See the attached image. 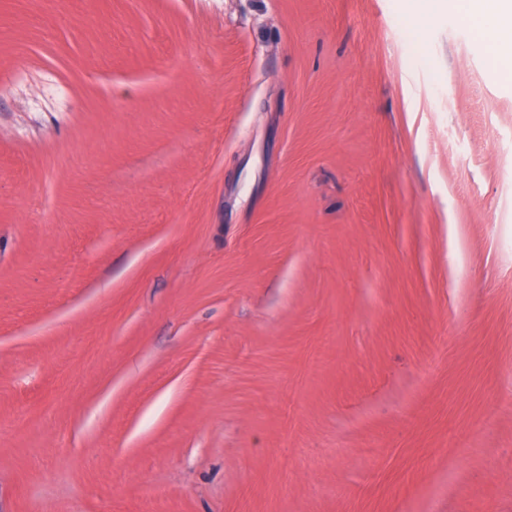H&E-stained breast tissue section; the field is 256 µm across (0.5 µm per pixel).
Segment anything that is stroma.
<instances>
[{
	"mask_svg": "<svg viewBox=\"0 0 512 512\" xmlns=\"http://www.w3.org/2000/svg\"><path fill=\"white\" fill-rule=\"evenodd\" d=\"M0 512H512V78L405 0H0Z\"/></svg>",
	"mask_w": 512,
	"mask_h": 512,
	"instance_id": "1",
	"label": "stroma"
}]
</instances>
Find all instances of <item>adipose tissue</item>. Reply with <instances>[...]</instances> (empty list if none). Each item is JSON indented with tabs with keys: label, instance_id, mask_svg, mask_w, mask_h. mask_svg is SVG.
<instances>
[{
	"label": "adipose tissue",
	"instance_id": "adipose-tissue-1",
	"mask_svg": "<svg viewBox=\"0 0 512 512\" xmlns=\"http://www.w3.org/2000/svg\"><path fill=\"white\" fill-rule=\"evenodd\" d=\"M416 22L429 16L452 12L467 17L476 37L488 49L491 66L500 72H512V45L502 42L499 28L512 25V0H413Z\"/></svg>",
	"mask_w": 512,
	"mask_h": 512
}]
</instances>
